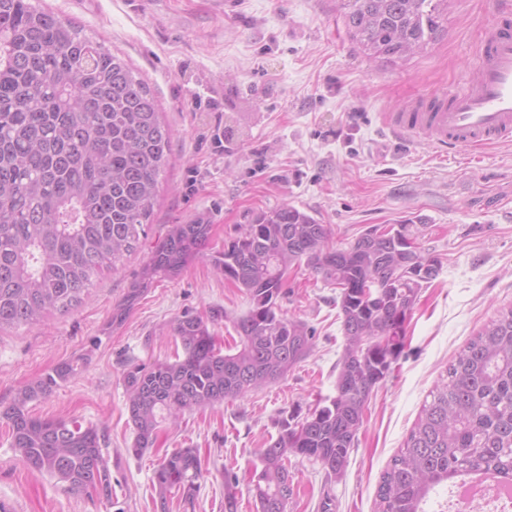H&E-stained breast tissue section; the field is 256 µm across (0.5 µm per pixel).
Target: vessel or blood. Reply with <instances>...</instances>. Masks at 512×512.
Masks as SVG:
<instances>
[{"label":"vessel or blood","mask_w":512,"mask_h":512,"mask_svg":"<svg viewBox=\"0 0 512 512\" xmlns=\"http://www.w3.org/2000/svg\"><path fill=\"white\" fill-rule=\"evenodd\" d=\"M402 130L451 148H480L512 137V20L485 31L482 62L469 87L432 112L400 114Z\"/></svg>","instance_id":"b4317fda"}]
</instances>
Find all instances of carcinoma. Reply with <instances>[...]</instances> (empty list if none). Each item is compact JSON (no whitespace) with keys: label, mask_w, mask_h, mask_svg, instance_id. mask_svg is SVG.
<instances>
[{"label":"carcinoma","mask_w":512,"mask_h":512,"mask_svg":"<svg viewBox=\"0 0 512 512\" xmlns=\"http://www.w3.org/2000/svg\"><path fill=\"white\" fill-rule=\"evenodd\" d=\"M446 0H341L350 36L369 56L401 58L436 36ZM172 131L148 85L119 54L82 35L72 22L32 0H0V330L35 327L65 313L105 269L117 270L147 236ZM211 225L175 224L152 251L125 304L122 324L144 290L185 264L208 257L245 291L250 307L234 321L239 342L222 349L200 316L185 314L174 332L183 356L131 364L124 372L128 452L154 447L161 426L187 411L236 400L282 378L311 350L312 331L279 305L288 270L305 266L339 290L344 333L336 394L302 418L283 416L260 449L251 483L257 512H287L294 493L288 456L319 462L327 477L344 473L372 391L405 348L406 325L424 284L404 275L410 224L367 228L333 246L329 225L289 203L257 212L221 251L207 252ZM379 284L371 295L367 290ZM57 364L0 409L10 446L33 472L71 490L94 483L112 495L105 436L76 419L42 418L29 403L72 376ZM469 474L512 481V306L487 323L446 369L392 458L378 489V512H425L431 489ZM202 477L197 449L176 448L154 471L168 497L194 501Z\"/></svg>","instance_id":"cac0c4a2"}]
</instances>
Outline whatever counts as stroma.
I'll use <instances>...</instances> for the list:
<instances>
[{
	"instance_id": "obj_1",
	"label": "stroma",
	"mask_w": 512,
	"mask_h": 512,
	"mask_svg": "<svg viewBox=\"0 0 512 512\" xmlns=\"http://www.w3.org/2000/svg\"><path fill=\"white\" fill-rule=\"evenodd\" d=\"M502 0H448L443 31L421 53L368 58L349 36L339 0H42L124 56L150 87L172 129L169 164L148 237L88 298L33 329L0 332V408L21 387L68 361L71 379L33 402L34 415L101 428L112 498L72 492L32 473L0 423V500L17 512H159L154 471L166 453L197 448L203 476L193 504L170 496L166 512H224L225 472L235 473L238 512H256L249 478L258 450L283 415H306L336 392L343 332L337 290L306 267L289 270L282 311L314 333L309 355L261 391L184 414L143 456L129 455L126 364L174 358L185 313L222 314L224 342L249 299L208 260L157 279L126 321L111 325L151 251L176 224L211 226L223 249L254 212L290 203L330 225L337 245L377 224L413 223L437 277L421 289L404 352L372 392L344 474L327 478L305 457L288 458V512H375L380 476L403 444L446 366L482 325L512 306V140L479 153L443 150L395 132L391 114L462 92L481 36Z\"/></svg>"
}]
</instances>
